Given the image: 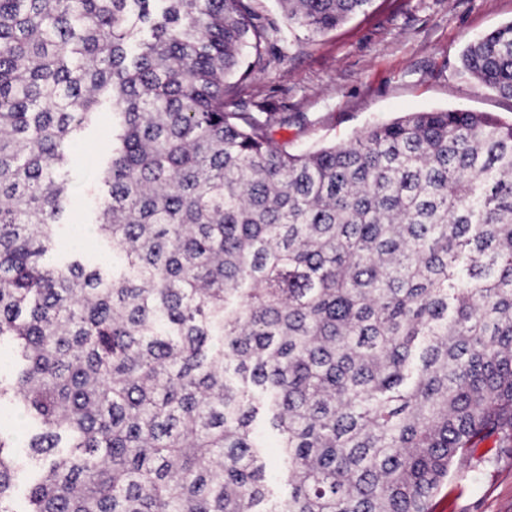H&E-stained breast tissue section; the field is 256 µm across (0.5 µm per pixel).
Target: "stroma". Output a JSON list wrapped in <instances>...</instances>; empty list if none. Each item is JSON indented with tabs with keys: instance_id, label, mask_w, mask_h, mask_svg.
Returning a JSON list of instances; mask_svg holds the SVG:
<instances>
[{
	"instance_id": "stroma-1",
	"label": "stroma",
	"mask_w": 512,
	"mask_h": 512,
	"mask_svg": "<svg viewBox=\"0 0 512 512\" xmlns=\"http://www.w3.org/2000/svg\"><path fill=\"white\" fill-rule=\"evenodd\" d=\"M512 20V0H372L336 29L300 38L270 34L248 79L234 80L224 98L228 112L287 113L274 139L299 153L347 141L376 122L410 112L467 109L512 123V99L481 86L464 68L462 52L475 39ZM112 114L64 146L73 190L46 264L65 257L71 225L91 219L84 186L111 146ZM254 424L266 463L269 508L288 498L285 461L266 411ZM433 512H512V459L484 468L464 459L432 500Z\"/></svg>"
}]
</instances>
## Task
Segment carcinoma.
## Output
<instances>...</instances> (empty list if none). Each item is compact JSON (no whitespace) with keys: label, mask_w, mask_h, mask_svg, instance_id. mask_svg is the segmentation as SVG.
Instances as JSON below:
<instances>
[{"label":"carcinoma","mask_w":512,"mask_h":512,"mask_svg":"<svg viewBox=\"0 0 512 512\" xmlns=\"http://www.w3.org/2000/svg\"><path fill=\"white\" fill-rule=\"evenodd\" d=\"M252 0H0V405L24 512H432L512 457V124L417 112L290 153L224 111ZM316 35L371 0H277ZM464 68L512 99V21ZM112 111L93 223L121 263L48 267L61 144ZM264 398L288 500L264 507ZM0 430V512H17Z\"/></svg>","instance_id":"cac0c4a2"}]
</instances>
